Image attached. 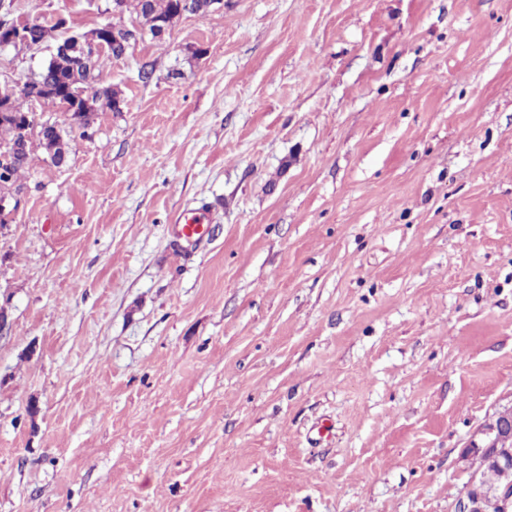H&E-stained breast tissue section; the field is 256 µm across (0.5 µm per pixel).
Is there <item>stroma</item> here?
Wrapping results in <instances>:
<instances>
[{"instance_id": "1", "label": "stroma", "mask_w": 512, "mask_h": 512, "mask_svg": "<svg viewBox=\"0 0 512 512\" xmlns=\"http://www.w3.org/2000/svg\"><path fill=\"white\" fill-rule=\"evenodd\" d=\"M109 3L0 0L70 21L0 83ZM101 79L0 229V512H456L512 405V0H224Z\"/></svg>"}]
</instances>
